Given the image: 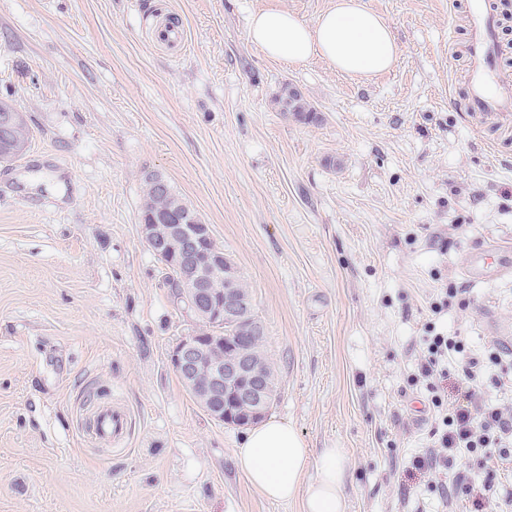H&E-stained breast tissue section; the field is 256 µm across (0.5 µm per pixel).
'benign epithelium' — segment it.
Returning a JSON list of instances; mask_svg holds the SVG:
<instances>
[{"instance_id": "benign-epithelium-1", "label": "benign epithelium", "mask_w": 512, "mask_h": 512, "mask_svg": "<svg viewBox=\"0 0 512 512\" xmlns=\"http://www.w3.org/2000/svg\"><path fill=\"white\" fill-rule=\"evenodd\" d=\"M153 253L176 272L178 299L195 320L170 364L196 403L214 421L246 428L264 418L273 396L271 379L251 346L265 336L253 297L239 288L237 272L224 260L208 224H186L180 210L141 223ZM224 277V287L214 281ZM233 328L224 336L220 327Z\"/></svg>"}]
</instances>
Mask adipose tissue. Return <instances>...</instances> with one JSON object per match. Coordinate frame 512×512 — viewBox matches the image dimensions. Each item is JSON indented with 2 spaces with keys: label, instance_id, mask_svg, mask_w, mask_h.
<instances>
[{
  "label": "adipose tissue",
  "instance_id": "ef3b65f1",
  "mask_svg": "<svg viewBox=\"0 0 512 512\" xmlns=\"http://www.w3.org/2000/svg\"><path fill=\"white\" fill-rule=\"evenodd\" d=\"M247 38L268 59L298 65L318 57L358 79L389 70L399 52L390 25L366 0H333L311 22L270 6L250 14ZM347 460L341 448H307L291 423L274 418L251 427L235 453L254 493L300 499L301 512H345Z\"/></svg>",
  "mask_w": 512,
  "mask_h": 512
}]
</instances>
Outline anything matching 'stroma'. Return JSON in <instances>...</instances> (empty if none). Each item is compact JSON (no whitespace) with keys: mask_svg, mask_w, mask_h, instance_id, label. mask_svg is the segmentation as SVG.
Instances as JSON below:
<instances>
[{"mask_svg":"<svg viewBox=\"0 0 512 512\" xmlns=\"http://www.w3.org/2000/svg\"><path fill=\"white\" fill-rule=\"evenodd\" d=\"M367 2L400 52L355 81L246 36L253 10L329 0H0V97L30 128L0 163V512H301L250 489L244 429L170 365L195 322L141 234L150 173L252 290L269 416L346 450V512H443L440 477L409 472L434 444L410 377L427 324L480 359L512 332V264L487 250L512 260V120L470 109L468 0ZM172 18L179 53L155 38ZM286 82L317 121L280 112ZM95 396L131 412L119 448L82 434Z\"/></svg>","mask_w":512,"mask_h":512,"instance_id":"35a3bbf8","label":"stroma"}]
</instances>
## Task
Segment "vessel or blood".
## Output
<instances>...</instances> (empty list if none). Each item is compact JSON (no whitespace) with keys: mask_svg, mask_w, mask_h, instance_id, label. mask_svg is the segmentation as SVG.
<instances>
[{"mask_svg":"<svg viewBox=\"0 0 512 512\" xmlns=\"http://www.w3.org/2000/svg\"><path fill=\"white\" fill-rule=\"evenodd\" d=\"M495 49L493 20L486 13L483 0H473L469 40L473 68L471 106L478 112L505 115L512 112V76L493 67ZM92 418V435L99 443L117 444L125 439L130 421L127 408L102 401L93 407Z\"/></svg>","mask_w":512,"mask_h":512,"instance_id":"obj_1","label":"vessel or blood"}]
</instances>
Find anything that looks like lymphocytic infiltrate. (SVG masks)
I'll list each match as a JSON object with an SVG mask.
<instances>
[{"label":"lymphocytic infiltrate","mask_w":512,"mask_h":512,"mask_svg":"<svg viewBox=\"0 0 512 512\" xmlns=\"http://www.w3.org/2000/svg\"><path fill=\"white\" fill-rule=\"evenodd\" d=\"M512 359V349L493 345L487 360L471 357L465 341L458 336L434 333L422 339V355L413 379L425 383L431 395L430 403L438 413L441 427L437 431V446L415 457L413 466L425 473L447 469L457 454L465 452L485 461L512 463V413L500 405L464 396L462 402L449 404L443 389L436 385L439 377H447L443 364L460 365L468 383H479L488 367L502 365Z\"/></svg>","instance_id":"lymphocytic-infiltrate-1"}]
</instances>
